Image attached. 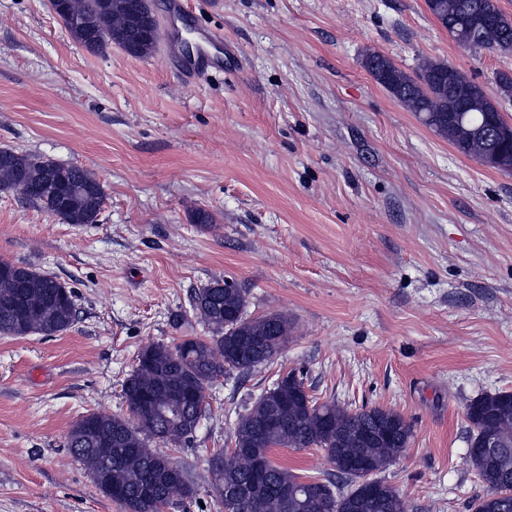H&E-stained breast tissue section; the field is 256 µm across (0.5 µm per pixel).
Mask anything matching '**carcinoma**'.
<instances>
[{"label":"carcinoma","mask_w":512,"mask_h":512,"mask_svg":"<svg viewBox=\"0 0 512 512\" xmlns=\"http://www.w3.org/2000/svg\"><path fill=\"white\" fill-rule=\"evenodd\" d=\"M427 7L464 48L512 50V20L494 0H426ZM66 30L92 52L112 45L134 57L156 47L157 22L147 0H50ZM365 67L409 112L466 156L512 159V132L483 88L446 62L424 61L416 77L385 56L367 54ZM0 191L13 192L65 224H95L105 193L101 183L78 165L40 155L0 149ZM192 307L213 329L209 340L186 338L173 347L150 343L137 355L123 383L130 416L90 412L72 425L71 454L88 468L102 448L111 452L106 476H93L107 497L125 512H158L157 503L187 499L195 487L185 470L168 481L161 465L171 458L151 448L186 445L205 412L206 386L220 373L246 374L269 362L288 342L291 322L281 313L247 315L245 289L199 288ZM74 292L57 278L31 266L0 261V335L55 336L75 320ZM296 372L284 385L260 396L234 428L235 451L213 455L214 489L243 486L255 477L257 456L264 458L260 484L246 490L229 512H405L400 494L374 474L399 457L412 428L404 418L379 407L348 410L334 402L304 396ZM467 460L486 487L471 512H512V470L496 465L479 447L482 437L500 432L512 442V393H482L466 406ZM320 448L334 472L303 480L277 465L275 448Z\"/></svg>","instance_id":"obj_1"}]
</instances>
